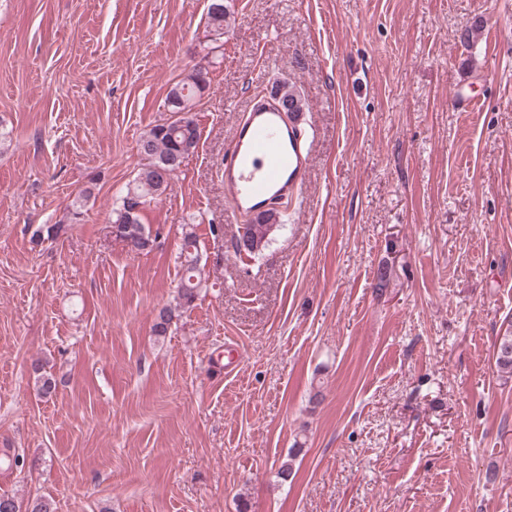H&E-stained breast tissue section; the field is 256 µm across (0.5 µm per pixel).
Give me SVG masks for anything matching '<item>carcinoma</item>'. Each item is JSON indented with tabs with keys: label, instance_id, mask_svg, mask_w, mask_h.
Listing matches in <instances>:
<instances>
[{
	"label": "carcinoma",
	"instance_id": "obj_1",
	"mask_svg": "<svg viewBox=\"0 0 512 512\" xmlns=\"http://www.w3.org/2000/svg\"><path fill=\"white\" fill-rule=\"evenodd\" d=\"M222 8L207 10V26L217 36L224 34V22L228 17L224 0H211ZM207 72L200 66L190 69L169 89L165 103L171 112L170 118L151 126L137 141L146 153L139 155V169L133 186L127 188L120 198V205L112 211L110 224L117 227L118 235L133 252L147 249L152 241L150 231L141 224V212L162 195L168 188L169 181L157 172L165 167L167 160L177 156L187 157L194 152L199 141L196 123L191 118L197 97L207 87ZM288 218L283 212H267L249 220L250 254L258 255L268 243V230L273 225H281ZM66 230V224H42L34 231L39 241L55 240ZM181 276L177 286L175 306L160 309L153 332L157 336L167 334L171 324L180 310L190 307L198 298L202 288L206 287L204 266L199 257L196 233L189 224L183 225V244L180 253ZM496 367L503 373H512V322L494 342Z\"/></svg>",
	"mask_w": 512,
	"mask_h": 512
}]
</instances>
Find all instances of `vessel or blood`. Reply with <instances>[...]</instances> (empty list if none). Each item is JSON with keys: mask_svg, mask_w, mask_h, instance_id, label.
<instances>
[{"mask_svg": "<svg viewBox=\"0 0 512 512\" xmlns=\"http://www.w3.org/2000/svg\"><path fill=\"white\" fill-rule=\"evenodd\" d=\"M276 95L253 103L224 152V195L243 217L298 200L306 184L311 141L287 118Z\"/></svg>", "mask_w": 512, "mask_h": 512, "instance_id": "obj_1", "label": "vessel or blood"}]
</instances>
